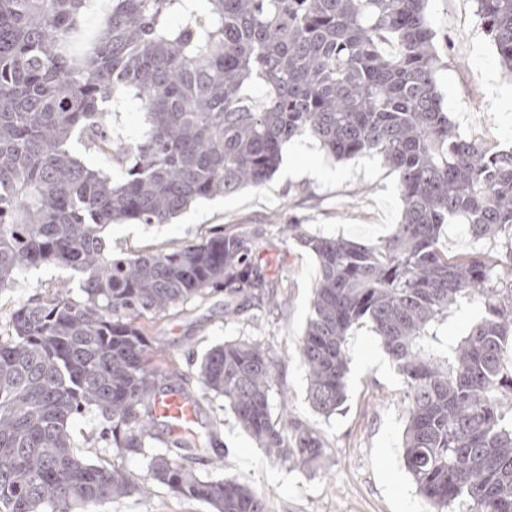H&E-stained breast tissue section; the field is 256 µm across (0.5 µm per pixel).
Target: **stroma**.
Segmentation results:
<instances>
[{
	"instance_id": "stroma-1",
	"label": "stroma",
	"mask_w": 512,
	"mask_h": 512,
	"mask_svg": "<svg viewBox=\"0 0 512 512\" xmlns=\"http://www.w3.org/2000/svg\"><path fill=\"white\" fill-rule=\"evenodd\" d=\"M427 13L438 35L437 85L445 112L462 136L512 147V120H505L497 100L498 93H512V76L481 28L475 0H429ZM401 212L398 175L378 157L336 162L316 140L301 138L288 143L279 170L263 186L201 201L170 224L112 225L106 241L116 253L169 250L217 233L248 235L260 244L261 262L275 284L277 308L230 317L224 313L223 292L216 291L149 323L147 332L164 345L167 365L192 379L198 360L212 347L241 338L261 343L282 365L271 391L272 407L287 403L289 420L315 431L328 456L313 469L274 463L223 401L212 400L204 402L199 421L213 431L224 461L219 468L200 461L202 475L253 486L264 494L267 512H427L403 461L401 379L369 326L355 329L348 339L347 399L341 411L325 417L310 406L297 344L310 314L318 264L284 231L285 225L298 223L310 234L369 244L389 236ZM69 277L68 270L53 266L29 270L21 287L0 292V318H7L17 302ZM94 427L90 415L72 422L74 436L86 442L80 450L84 458L143 473L144 457L116 455L87 443ZM96 512H211V507L156 484L150 497L114 499Z\"/></svg>"
}]
</instances>
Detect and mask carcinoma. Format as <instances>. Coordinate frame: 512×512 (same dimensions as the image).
Listing matches in <instances>:
<instances>
[{"label": "carcinoma", "instance_id": "obj_1", "mask_svg": "<svg viewBox=\"0 0 512 512\" xmlns=\"http://www.w3.org/2000/svg\"><path fill=\"white\" fill-rule=\"evenodd\" d=\"M512 74V0H475ZM427 0H0V291L30 269L77 280L18 303L0 334V512H93L161 484L214 512H266L258 490L202 477L218 453L199 433L160 441L156 400L221 398L275 461L317 467L321 438L273 414L277 359L231 340L198 366L199 390L164 363L145 330L209 290L238 315L272 300L256 240L222 234L169 251L115 256L112 224H167L194 202L259 187L284 146L316 139L338 160L376 154L398 173L403 213L379 243L288 225L319 278L298 345L308 400L346 401L348 336L371 325L402 380L403 458L433 512H512V279L479 252L450 258L443 225L476 242L512 230V148L462 137L444 112ZM145 127L112 137V114ZM79 142L103 157L92 168ZM461 299L484 314L443 344L437 326ZM108 426L117 454L146 473L92 463L71 422ZM144 113L130 109L126 112H120L117 117L113 115V129L122 138H134L140 134L144 127Z\"/></svg>", "mask_w": 512, "mask_h": 512}]
</instances>
